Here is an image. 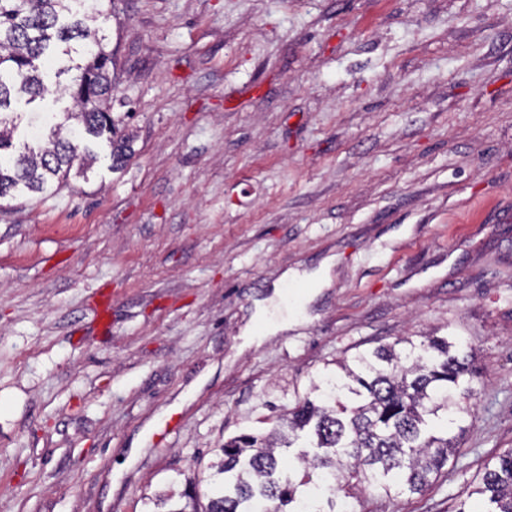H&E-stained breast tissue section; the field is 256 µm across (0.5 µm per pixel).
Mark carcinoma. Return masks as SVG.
Wrapping results in <instances>:
<instances>
[{"mask_svg": "<svg viewBox=\"0 0 512 512\" xmlns=\"http://www.w3.org/2000/svg\"><path fill=\"white\" fill-rule=\"evenodd\" d=\"M101 0H0V198L45 193L87 176L91 157L71 120L94 138L109 135L112 166L131 147L116 137L108 102L116 86L117 60L88 22L103 15ZM64 65L63 94L72 105L46 118L48 145L14 149L20 119L13 105L43 96V71ZM477 354L458 336L399 338L337 362L338 372L312 384L310 393L280 417L266 435L240 434L219 448L209 476L207 504L201 480L179 493L155 495V512H366V492L388 499L419 493L458 452L448 432L471 412ZM296 448L287 467L281 450ZM471 494L485 512H512V452L485 466Z\"/></svg>", "mask_w": 512, "mask_h": 512, "instance_id": "cac0c4a2", "label": "carcinoma"}]
</instances>
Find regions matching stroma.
<instances>
[{
    "mask_svg": "<svg viewBox=\"0 0 512 512\" xmlns=\"http://www.w3.org/2000/svg\"><path fill=\"white\" fill-rule=\"evenodd\" d=\"M86 176L0 200V512H145L337 358L455 334L454 512L512 451V0H116ZM330 282L261 343L285 276Z\"/></svg>",
    "mask_w": 512,
    "mask_h": 512,
    "instance_id": "stroma-1",
    "label": "stroma"
}]
</instances>
